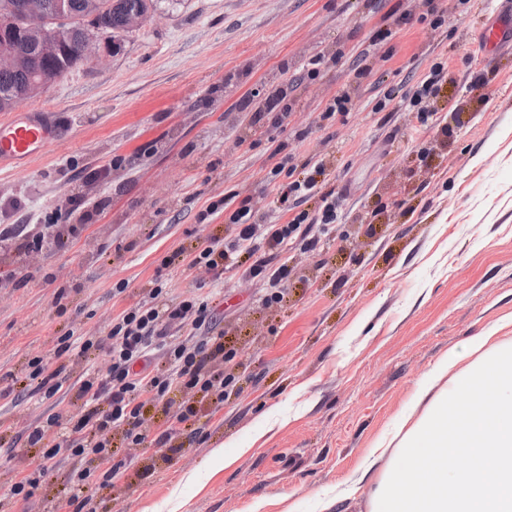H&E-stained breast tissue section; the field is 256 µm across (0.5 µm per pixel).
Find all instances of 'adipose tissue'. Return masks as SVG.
Instances as JSON below:
<instances>
[{
    "label": "adipose tissue",
    "instance_id": "1",
    "mask_svg": "<svg viewBox=\"0 0 512 512\" xmlns=\"http://www.w3.org/2000/svg\"><path fill=\"white\" fill-rule=\"evenodd\" d=\"M414 401L421 414L381 443L388 460L363 462L379 471L361 490L368 512H512V339L487 329L438 362ZM458 458L464 468L449 472Z\"/></svg>",
    "mask_w": 512,
    "mask_h": 512
}]
</instances>
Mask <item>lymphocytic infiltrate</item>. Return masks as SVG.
Instances as JSON below:
<instances>
[{
  "instance_id": "obj_1",
  "label": "lymphocytic infiltrate",
  "mask_w": 512,
  "mask_h": 512,
  "mask_svg": "<svg viewBox=\"0 0 512 512\" xmlns=\"http://www.w3.org/2000/svg\"><path fill=\"white\" fill-rule=\"evenodd\" d=\"M324 161H316L313 169H300L280 158L272 167L277 181L273 186L278 212L286 216V223L266 218L258 201L231 190L213 197L200 220L225 214L229 233L214 237L191 250L174 251L164 261L171 267L188 264L202 268L214 281H221L227 268L248 258L245 275L266 280L269 291L265 303L279 301L290 275L288 266L270 268L267 253L287 248L289 239L302 226L322 227L335 223L336 196L325 193L317 215L295 212L296 200L313 195L317 189L316 177L324 173ZM69 201L50 214L38 217L33 224H5L0 226V245L29 253L43 248H65L82 231L81 225L69 223ZM214 310L204 299H186L177 303L167 298L166 284L154 279L151 288L133 306L122 311L111 321L106 335L95 339L65 335L58 340L59 354L77 352L79 357H102L105 372L81 380L77 396L82 401L78 416L55 413L44 425L28 435L29 445L36 446L46 439H61L72 455L106 457L112 453V430H121L128 447L138 448L148 439L144 426L147 407L166 403L172 388L186 394L201 396L215 405H223L226 390L235 378L231 373L233 351L224 346L223 333L213 330ZM162 352L167 369L153 365L154 352ZM120 475L112 469L103 477L93 470L77 469L71 472L67 506L72 512H93V498L86 488L94 483L110 488Z\"/></svg>"
}]
</instances>
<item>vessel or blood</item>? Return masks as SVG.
Masks as SVG:
<instances>
[{
	"label": "vessel or blood",
	"mask_w": 512,
	"mask_h": 512,
	"mask_svg": "<svg viewBox=\"0 0 512 512\" xmlns=\"http://www.w3.org/2000/svg\"><path fill=\"white\" fill-rule=\"evenodd\" d=\"M512 32V0H504L500 13L484 33L488 49H499L507 32ZM60 130L49 112H30L0 124V167L22 164L59 139Z\"/></svg>",
	"instance_id": "1"
}]
</instances>
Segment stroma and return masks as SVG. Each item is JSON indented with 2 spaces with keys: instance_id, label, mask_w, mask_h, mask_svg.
Returning <instances> with one entry per match:
<instances>
[{
  "instance_id": "1",
  "label": "stroma",
  "mask_w": 512,
  "mask_h": 512,
  "mask_svg": "<svg viewBox=\"0 0 512 512\" xmlns=\"http://www.w3.org/2000/svg\"><path fill=\"white\" fill-rule=\"evenodd\" d=\"M500 0H163L143 27L114 44L104 64L83 63L42 93L0 112L53 111L64 139L0 168V225L51 212L68 197L83 231L67 248L29 255L0 250V492L31 476L33 496L12 512H53L69 474L120 465L113 490L90 486L99 512H340L371 448L414 409L434 365L488 328L512 339V46L482 57L477 43ZM410 11L396 24L392 14ZM445 23L432 30L433 11ZM370 50L373 73L356 80ZM326 62L316 78L305 64ZM445 63L429 117L404 96ZM288 90L284 125L244 143L246 98ZM354 88L353 111L322 120L331 97ZM395 110L376 111L387 91ZM294 163L326 154L320 194H336L339 218L316 251L301 238L272 267L291 274L278 302L267 284L224 272L213 291L204 269L163 268L164 257L224 233L199 223L212 197L235 188L274 210L271 141ZM107 181L87 183L110 167ZM56 283H47L45 274ZM170 300L210 297L217 329L236 351L237 382L223 407L195 403L189 425L163 408L147 415L150 440L112 457L60 449L44 460L28 434L62 404L22 388L36 356L78 381L102 360L57 353L59 336L104 335L155 277ZM124 293H114L117 282ZM68 285L57 299L60 285ZM173 431V447L155 440Z\"/></svg>"
}]
</instances>
